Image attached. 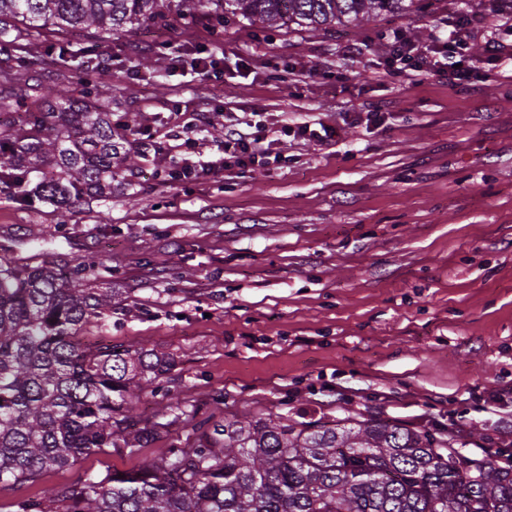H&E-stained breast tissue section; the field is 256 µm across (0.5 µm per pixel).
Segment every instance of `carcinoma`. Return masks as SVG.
Returning <instances> with one entry per match:
<instances>
[{
	"mask_svg": "<svg viewBox=\"0 0 512 512\" xmlns=\"http://www.w3.org/2000/svg\"><path fill=\"white\" fill-rule=\"evenodd\" d=\"M172 0H0V46L43 30L73 37L58 77L101 70L93 42L142 27L170 26ZM426 0H177L182 17L215 30L240 19L256 32H334ZM40 57H0V190L21 203L72 204L112 194L118 173L137 175L130 137L138 115L112 121L105 102L75 86L54 90L10 78ZM38 179L35 192L28 190ZM97 262L69 269L48 259L0 258V485L36 480L90 454H133L169 433L145 418L146 390L173 367L139 344L82 342L80 331L112 319L110 288H94ZM184 442L143 469L107 472L42 496L15 512H512V446L500 461L466 453L429 430L373 417L255 413L197 418Z\"/></svg>",
	"mask_w": 512,
	"mask_h": 512,
	"instance_id": "carcinoma-1",
	"label": "carcinoma"
}]
</instances>
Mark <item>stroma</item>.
<instances>
[{
    "label": "stroma",
    "instance_id": "35a3bbf8",
    "mask_svg": "<svg viewBox=\"0 0 512 512\" xmlns=\"http://www.w3.org/2000/svg\"><path fill=\"white\" fill-rule=\"evenodd\" d=\"M473 9L468 79L383 71L392 29L425 43ZM502 0H430L406 17L333 35H255L233 22L175 21L104 40L114 120L140 116L167 140L200 111L258 112L267 123L336 121V143L289 142L285 162L172 183L155 153L111 198L66 213L0 194V243L57 262L102 263L96 285L121 309L99 340L140 342L175 366L142 411L170 422L136 453L93 454L37 482L0 489V512L86 475L133 472L185 440L168 400L215 420L292 410L356 411L467 439L496 457L512 429V46L488 60ZM357 45L354 55L344 54ZM221 55L172 74L171 58ZM149 58L146 75L130 56ZM371 111L383 126L367 125ZM224 402L211 404L215 394ZM498 403H489L490 395Z\"/></svg>",
    "mask_w": 512,
    "mask_h": 512
}]
</instances>
